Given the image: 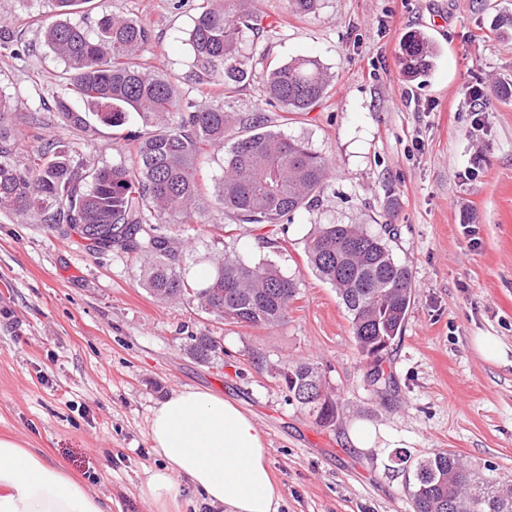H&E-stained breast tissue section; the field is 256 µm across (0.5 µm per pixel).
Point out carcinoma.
I'll return each mask as SVG.
<instances>
[{
    "label": "carcinoma",
    "mask_w": 512,
    "mask_h": 512,
    "mask_svg": "<svg viewBox=\"0 0 512 512\" xmlns=\"http://www.w3.org/2000/svg\"><path fill=\"white\" fill-rule=\"evenodd\" d=\"M48 0L55 14L42 16L47 47L65 64L63 83L53 96L62 125L88 126L71 104L76 94L92 101L100 121L122 127L132 112L154 130L129 135V161L90 168L64 144L34 150L11 162L17 132L4 125L11 104L0 94V213L32 214L52 231L73 230L93 253L120 251L144 260L146 287L159 299L188 300L226 323L274 327L288 318L297 300L296 282L272 264L216 260L203 286L181 271L175 240L165 224H201L204 205L197 162L232 138L218 179L216 203L236 224L260 229L291 222V216L318 206L328 181V164L308 144L264 129L257 115L237 116L204 98H189L176 81L146 63L155 36L145 20L103 14L91 35L66 19L76 3ZM264 32L255 0H206L186 42L201 90L231 93L249 74L240 37ZM13 23L0 20V49L17 56ZM435 54L421 33L403 42L405 73L418 79L433 67ZM331 78L313 58L300 57L268 70L265 102L285 112H309L326 97ZM394 228L372 234L356 224H322L310 235L307 257L316 274L332 285L351 318L359 353L378 359L400 336L413 298L411 269L390 250ZM189 351L201 361L215 353L214 337H188ZM288 397L316 412L322 423L336 419L337 406L307 396L323 387L310 362L283 370ZM413 512H512V479L476 475L454 453L436 450L417 460L411 492Z\"/></svg>",
    "instance_id": "obj_1"
}]
</instances>
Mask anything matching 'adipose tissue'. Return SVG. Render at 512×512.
<instances>
[{"instance_id": "obj_1", "label": "adipose tissue", "mask_w": 512, "mask_h": 512, "mask_svg": "<svg viewBox=\"0 0 512 512\" xmlns=\"http://www.w3.org/2000/svg\"><path fill=\"white\" fill-rule=\"evenodd\" d=\"M149 437L159 460L141 487L158 512L202 503L219 512H279L269 450L252 418L205 389L157 402ZM0 512H109L106 499L13 439L0 438Z\"/></svg>"}]
</instances>
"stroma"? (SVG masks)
<instances>
[{
  "instance_id": "stroma-1",
  "label": "stroma",
  "mask_w": 512,
  "mask_h": 512,
  "mask_svg": "<svg viewBox=\"0 0 512 512\" xmlns=\"http://www.w3.org/2000/svg\"><path fill=\"white\" fill-rule=\"evenodd\" d=\"M202 0H93L69 19L94 28L116 13L150 22L154 66L193 95L186 42ZM261 36L244 32L250 78L225 97L228 112L263 117L265 127L324 156L331 177L313 211L261 237L216 208L223 150L202 159L207 213L172 224L182 268L195 284L230 256L269 263L296 282L288 319L269 328L226 324L192 304L154 297L135 257L90 252L78 234L47 231L27 215L0 214V438L9 437L112 499V512H155L140 486L156 463L148 438L157 401L189 388L210 390L251 416L270 450L281 512H413V463L445 449L479 475H512V0H319L307 16L288 0H257ZM45 0H0L19 31L21 57L0 49V91L8 123L24 134L23 158L47 142L91 164L127 158V131L94 119L88 130L60 124L52 93L65 70L36 21ZM426 34L438 57L411 80L399 63L410 32ZM311 56L332 76L309 112L264 102L269 64ZM481 84L484 124H471L467 90ZM38 110L40 122L29 126ZM321 224L398 230L394 259L413 271L414 302L400 338L385 352L389 387L373 386L369 359L353 340L335 288L309 267L306 243ZM220 343L202 362L190 335ZM493 336L502 361L484 358L474 337ZM307 361L337 405L335 422L289 400L279 377ZM356 421L394 437L381 451L348 441ZM407 462H399L396 449Z\"/></svg>"
}]
</instances>
